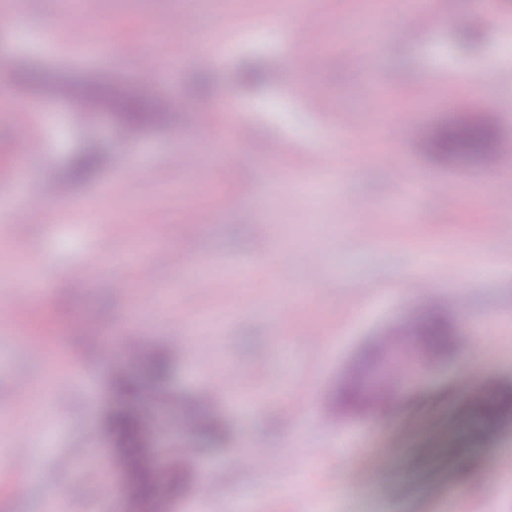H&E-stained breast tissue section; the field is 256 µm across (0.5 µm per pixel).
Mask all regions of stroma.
<instances>
[{
  "instance_id": "obj_1",
  "label": "stroma",
  "mask_w": 512,
  "mask_h": 512,
  "mask_svg": "<svg viewBox=\"0 0 512 512\" xmlns=\"http://www.w3.org/2000/svg\"><path fill=\"white\" fill-rule=\"evenodd\" d=\"M287 2L238 0L224 10L211 0H79L108 82L129 81L139 68L120 46L141 37V19L166 20L154 60L171 78L156 91L186 95L189 75L207 72L206 136L156 127L133 145L115 120L88 130L53 96L0 99V177L31 164L25 194L45 195L88 134L108 154L95 181L45 196L54 222H17L0 209V300L21 306L18 270L49 283L18 326L41 354L0 340V407L17 415L0 430V512H45L46 497L59 493L66 512H126L124 470L100 432L115 402L113 373L147 378L125 356L126 336L147 350L174 347L170 389L234 429L195 454L171 512H229L235 492L252 495L251 512H512V424L481 427L470 411L477 392L512 387V165L439 164L424 147L437 126L490 114L492 102L512 97V59L502 56L512 47V0H458L451 12L445 0L424 10L411 0ZM424 11L432 28L396 37ZM290 13L319 27L303 63L291 30L275 25ZM357 16L378 19L385 32L379 74L361 71L345 37ZM67 33L63 0H28L23 19L0 23V76L31 60L82 73L87 61ZM249 60L265 66L266 83L241 84ZM308 86L330 100L329 111L310 109ZM240 117L248 124L241 139L233 131ZM315 161L345 169V180L318 183L311 201L290 198L287 185ZM396 164L430 189L411 201L416 217L407 223L391 216ZM130 168L146 172L147 187L123 186ZM443 189L462 192L460 210L444 207ZM232 195L244 205L225 208ZM348 197L360 207L346 206ZM145 239L161 252L149 268L155 290L174 293L151 307L140 298L139 268L120 261ZM236 256L256 267L227 293L224 273ZM83 257L90 286L75 293L68 272ZM452 266L460 280L449 279ZM416 275L431 287L406 290ZM437 305L458 334L450 354L429 358L427 380L397 385L385 405L331 416L361 351ZM79 322L98 325L107 348L62 347ZM313 327L320 334L310 341ZM471 356L487 375H471ZM21 379L38 399L18 390ZM208 466L224 480L200 499ZM414 466L428 469L417 482L406 477Z\"/></svg>"
}]
</instances>
